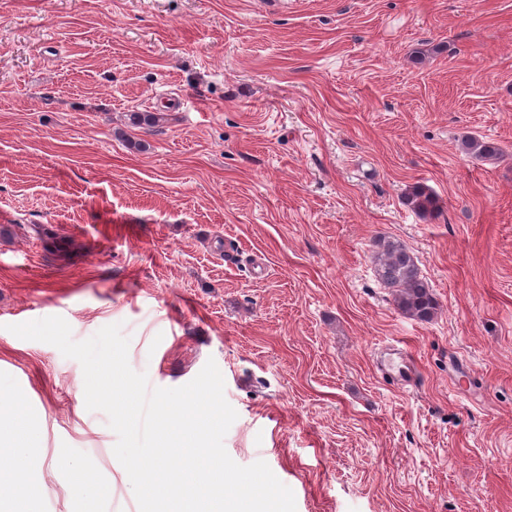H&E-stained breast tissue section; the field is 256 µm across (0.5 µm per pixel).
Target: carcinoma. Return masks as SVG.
Here are the masks:
<instances>
[{
	"instance_id": "1",
	"label": "carcinoma",
	"mask_w": 512,
	"mask_h": 512,
	"mask_svg": "<svg viewBox=\"0 0 512 512\" xmlns=\"http://www.w3.org/2000/svg\"><path fill=\"white\" fill-rule=\"evenodd\" d=\"M463 145L467 152L483 159H495L500 154L497 144L476 137L465 139ZM405 204L422 215L436 208L434 197L419 185L406 193ZM377 248V277L393 290L398 310L411 318L430 320L437 311V302L414 257L397 240H381Z\"/></svg>"
}]
</instances>
